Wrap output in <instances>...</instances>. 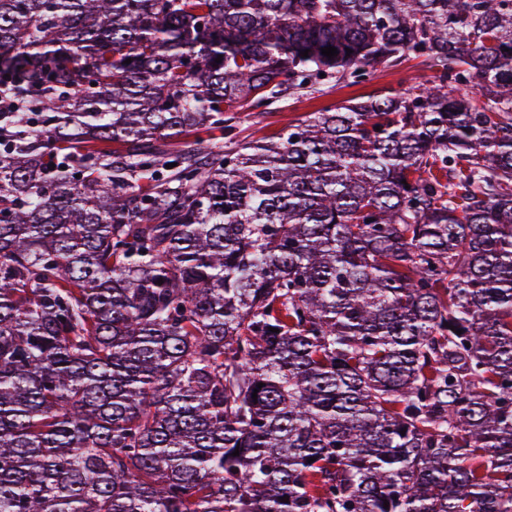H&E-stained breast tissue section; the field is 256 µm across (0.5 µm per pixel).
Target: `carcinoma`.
Listing matches in <instances>:
<instances>
[{"mask_svg": "<svg viewBox=\"0 0 512 512\" xmlns=\"http://www.w3.org/2000/svg\"><path fill=\"white\" fill-rule=\"evenodd\" d=\"M0 512H512V0H0ZM417 62L412 60L394 69L378 71L369 81L326 86L322 87L321 92L312 95L287 96L267 110L270 113L257 117L241 116L240 119L232 120V124L236 126V139L255 140L275 136L291 120L327 106L340 105L350 99L367 96L380 89L404 91L420 84L422 77L430 74L422 70Z\"/></svg>", "mask_w": 512, "mask_h": 512, "instance_id": "obj_1", "label": "carcinoma"}]
</instances>
